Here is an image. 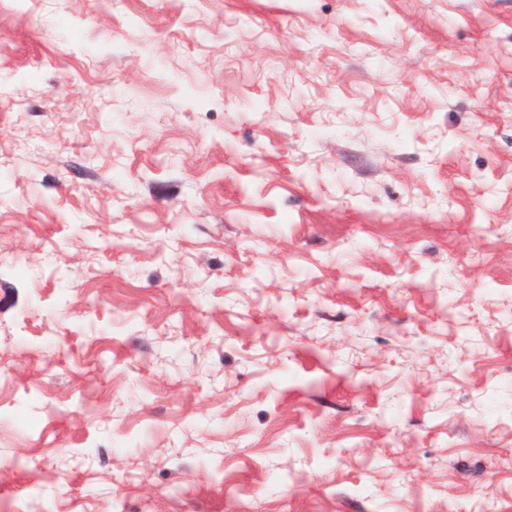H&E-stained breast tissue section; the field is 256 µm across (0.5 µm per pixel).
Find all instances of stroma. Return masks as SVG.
<instances>
[{
    "mask_svg": "<svg viewBox=\"0 0 512 512\" xmlns=\"http://www.w3.org/2000/svg\"><path fill=\"white\" fill-rule=\"evenodd\" d=\"M0 512H512V0H0Z\"/></svg>",
    "mask_w": 512,
    "mask_h": 512,
    "instance_id": "stroma-1",
    "label": "stroma"
}]
</instances>
